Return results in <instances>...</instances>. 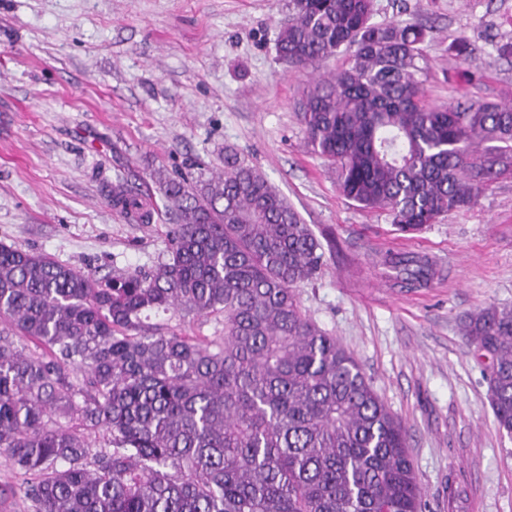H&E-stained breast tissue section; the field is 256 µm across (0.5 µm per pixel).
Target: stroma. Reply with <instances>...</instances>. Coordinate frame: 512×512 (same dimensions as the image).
<instances>
[{
    "label": "stroma",
    "mask_w": 512,
    "mask_h": 512,
    "mask_svg": "<svg viewBox=\"0 0 512 512\" xmlns=\"http://www.w3.org/2000/svg\"><path fill=\"white\" fill-rule=\"evenodd\" d=\"M288 0H0V243L96 276L147 270L168 220L131 224L105 197L116 173L153 207L154 171L207 178L231 148L309 224L323 265L296 293L407 428L423 512H512V437L499 432L462 319L512 307V173L421 232L346 199L296 114L311 80L279 61ZM379 24L425 26L424 94L512 104V0H374ZM427 258L420 288L386 262Z\"/></svg>",
    "instance_id": "stroma-1"
}]
</instances>
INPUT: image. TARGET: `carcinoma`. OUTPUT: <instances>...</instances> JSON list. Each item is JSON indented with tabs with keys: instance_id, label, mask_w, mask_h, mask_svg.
I'll return each mask as SVG.
<instances>
[{
	"instance_id": "obj_1",
	"label": "carcinoma",
	"mask_w": 512,
	"mask_h": 512,
	"mask_svg": "<svg viewBox=\"0 0 512 512\" xmlns=\"http://www.w3.org/2000/svg\"><path fill=\"white\" fill-rule=\"evenodd\" d=\"M277 51L318 69L299 105L313 154L341 194L404 233L475 206L512 163V106L425 101V31L371 22L373 0H289ZM484 142L497 143L484 153ZM167 258L97 278L0 243V451L31 512H420L407 430L335 337L300 307L323 247L239 153L207 180L163 175ZM112 207L155 208L126 181ZM410 286L428 263L392 261ZM224 315V335L145 325ZM498 430L512 437V308L464 318Z\"/></svg>"
}]
</instances>
